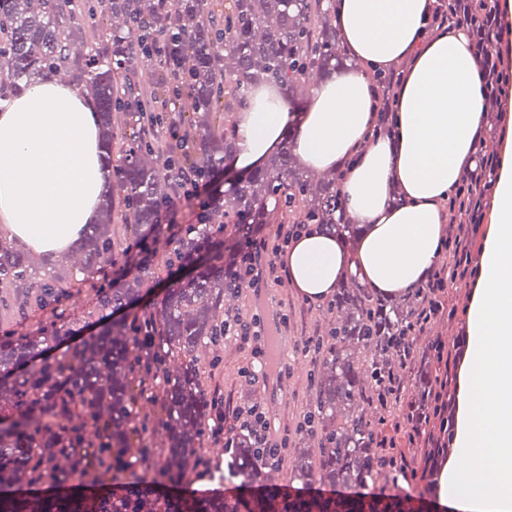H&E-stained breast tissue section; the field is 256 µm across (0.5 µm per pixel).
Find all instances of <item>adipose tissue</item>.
Wrapping results in <instances>:
<instances>
[{
    "mask_svg": "<svg viewBox=\"0 0 512 512\" xmlns=\"http://www.w3.org/2000/svg\"><path fill=\"white\" fill-rule=\"evenodd\" d=\"M433 0H336L334 20L354 66L341 68L290 111L276 89L237 113L234 168L258 169L284 137L312 170L347 168L342 194L361 227L355 247L313 229L280 264L303 298L322 302L356 276L386 298L423 281L439 258L438 203L474 165L483 122L479 56L468 37L423 29ZM410 57L395 129L375 140L370 71ZM96 114L47 78L0 99V227L22 247L60 259L97 218L106 187ZM480 273L458 371L454 449L434 476L439 502L460 512H512V127L501 137Z\"/></svg>",
    "mask_w": 512,
    "mask_h": 512,
    "instance_id": "1",
    "label": "adipose tissue"
}]
</instances>
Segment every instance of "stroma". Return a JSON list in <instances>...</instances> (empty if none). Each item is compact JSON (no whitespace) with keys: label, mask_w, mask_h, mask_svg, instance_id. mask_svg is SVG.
<instances>
[{"label":"stroma","mask_w":512,"mask_h":512,"mask_svg":"<svg viewBox=\"0 0 512 512\" xmlns=\"http://www.w3.org/2000/svg\"><path fill=\"white\" fill-rule=\"evenodd\" d=\"M141 259L139 250L127 254L117 247L95 272L88 273L66 258L54 262L30 256L34 283L62 279L65 294L60 303L47 307L33 305L21 314L15 307L0 303V340L14 342L24 336H38L44 340V354L51 356L70 346L77 337L96 332L111 319L110 314L97 308L98 285L109 278L138 276ZM472 287L471 279L464 278L455 280L444 290L445 311L416 339L415 353L425 352L438 344L451 353L465 351L466 317ZM268 304L283 310L288 317V327L283 331L287 343L279 355L281 377L252 380L241 377L242 368L251 359V347L231 336L215 344L200 345L197 356L206 389L221 386L224 400L231 406L258 407L266 415L271 439L286 444L281 469L262 472L257 486L290 489L296 484L292 472L294 456L301 449L314 452L320 446L318 429L304 427L303 421L316 410L317 379L322 370V359L304 352L303 342L310 337L326 336L336 322V314L331 311L329 302L308 301L283 280L269 281L256 290L244 288L224 293L225 310L238 312L246 320L262 313Z\"/></svg>","instance_id":"1"}]
</instances>
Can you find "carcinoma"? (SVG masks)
<instances>
[{"label": "carcinoma", "instance_id": "cac0c4a2", "mask_svg": "<svg viewBox=\"0 0 512 512\" xmlns=\"http://www.w3.org/2000/svg\"><path fill=\"white\" fill-rule=\"evenodd\" d=\"M156 5L157 0H84L76 11L72 0H0V96L69 63L72 80L86 88L99 113L110 181L99 222L75 246L88 271L121 246L114 240L118 235L142 251L153 248L141 231L159 228L160 208L176 195L152 136L154 126L168 119L156 105L172 85L185 94L179 119L193 132L183 161L210 181L236 150V133L226 126L224 113L247 110L251 91L259 86L274 85L290 101L304 99L346 61L330 0H230L222 9L213 0H174L162 14ZM106 14L122 25L104 40L97 19ZM146 20L170 37L166 57L158 60L143 51ZM494 31L493 23L471 29L488 113L500 109L497 86L487 78ZM76 35L90 44L84 54L72 51ZM146 64L159 72L151 92L155 107L116 127L112 112L130 113L143 100L138 73ZM343 179L334 172L316 180L297 168L288 137L262 167L212 198L163 266L170 271L175 262L205 249L216 224L237 240L255 225L271 223V201L290 224H316L352 241L360 227L347 215ZM29 270L23 253L0 246L1 289L26 282ZM154 275L155 269L145 267L131 280L103 282L98 307L116 318L52 359L35 361L41 344L27 337L0 343V512H429L422 492L402 498L256 490L251 483L262 462L245 433L237 437L227 465L229 475L240 479L236 493L202 498L184 493L189 470L201 461L196 448L208 405L195 351L207 336L218 341L224 327L218 315L226 288L224 252H210L205 266L176 280L160 302L127 312ZM419 295L415 291L407 307L366 293L354 280L337 288L336 326L328 332L317 412L311 417L321 429V448L315 461L308 451L299 453L300 478L349 489L386 465L374 447L385 415L355 411L364 394L353 346L372 351L368 372L376 390L385 379L399 380L398 365L416 371L420 395L398 419L417 430L427 426L435 358L428 352L409 356L399 343L409 334ZM60 297L58 286L44 283L35 301ZM146 403L159 411L141 413ZM152 434L164 438L163 446H152ZM73 481L89 489L121 485L124 491L91 500L56 493Z\"/></svg>", "mask_w": 512, "mask_h": 512}]
</instances>
